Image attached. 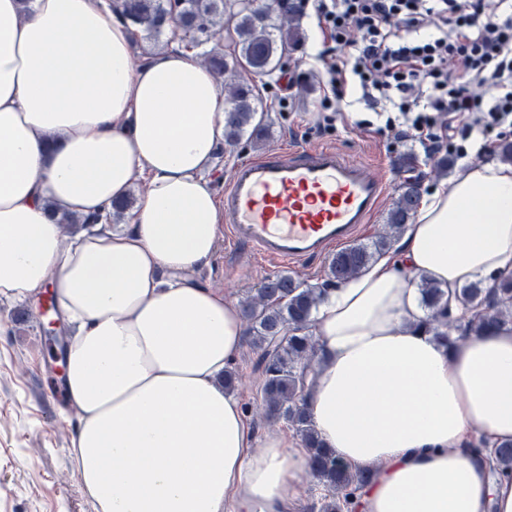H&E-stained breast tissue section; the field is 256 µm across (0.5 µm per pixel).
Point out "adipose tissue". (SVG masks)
Returning a JSON list of instances; mask_svg holds the SVG:
<instances>
[{"label":"adipose tissue","instance_id":"1","mask_svg":"<svg viewBox=\"0 0 512 512\" xmlns=\"http://www.w3.org/2000/svg\"><path fill=\"white\" fill-rule=\"evenodd\" d=\"M224 93L183 52L136 58L107 0H0V300L51 293L75 324L69 457L96 512H291L307 454L257 438L224 374L240 308L198 281L224 221L209 171ZM138 198L128 223L103 225ZM94 219L64 239L59 220ZM512 276V164L426 192L396 250L329 288L313 315V426L350 470L352 512H512L491 449L512 439V325L449 341L416 279L455 298Z\"/></svg>","mask_w":512,"mask_h":512}]
</instances>
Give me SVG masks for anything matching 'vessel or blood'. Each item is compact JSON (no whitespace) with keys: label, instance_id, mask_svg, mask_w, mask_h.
<instances>
[{"label":"vessel or blood","instance_id":"vessel-or-blood-1","mask_svg":"<svg viewBox=\"0 0 512 512\" xmlns=\"http://www.w3.org/2000/svg\"><path fill=\"white\" fill-rule=\"evenodd\" d=\"M388 191L367 163L333 147L295 145L239 164L220 202L232 243L291 265L351 242Z\"/></svg>","mask_w":512,"mask_h":512}]
</instances>
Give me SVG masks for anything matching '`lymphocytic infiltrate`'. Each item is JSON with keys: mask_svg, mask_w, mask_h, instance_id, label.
I'll use <instances>...</instances> for the list:
<instances>
[{"mask_svg": "<svg viewBox=\"0 0 512 512\" xmlns=\"http://www.w3.org/2000/svg\"><path fill=\"white\" fill-rule=\"evenodd\" d=\"M312 9L333 44L318 56L324 93L355 83L364 99L391 103L382 134L460 157L472 135L512 134V0L493 12L485 0H312Z\"/></svg>", "mask_w": 512, "mask_h": 512, "instance_id": "obj_1", "label": "lymphocytic infiltrate"}]
</instances>
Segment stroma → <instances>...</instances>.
Segmentation results:
<instances>
[{
  "label": "stroma",
  "mask_w": 512,
  "mask_h": 512,
  "mask_svg": "<svg viewBox=\"0 0 512 512\" xmlns=\"http://www.w3.org/2000/svg\"><path fill=\"white\" fill-rule=\"evenodd\" d=\"M300 26L304 37L289 55L286 69L259 87L264 135L243 138L234 152L220 151L214 157L211 177L216 192H223L240 163L296 144L334 147L351 158L374 162L392 193L411 177L396 164L400 154L411 152L420 161L424 188L437 185L429 154L419 144L381 135L386 105L363 99L358 86L347 85L332 102V111L344 113V121L329 132L316 129L323 92L314 73L315 57L325 45L312 9L303 10ZM276 272L275 264L251 248L222 245L198 277L238 305ZM62 362L61 347L43 316L20 303L0 302V512H95L68 458L78 411L53 392L62 378ZM253 362L246 348L233 366L235 391L253 429L261 436L287 429L285 420L268 415Z\"/></svg>",
  "instance_id": "1"
}]
</instances>
